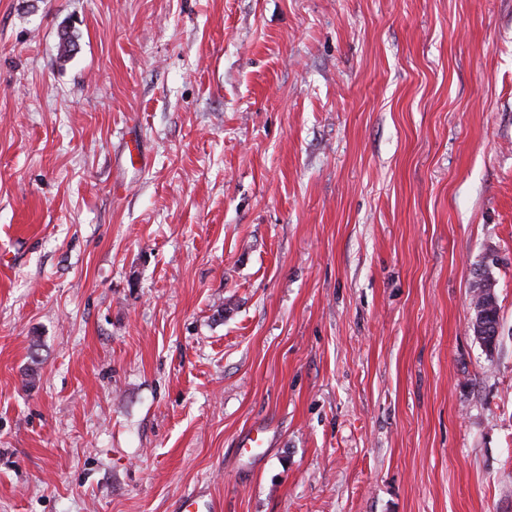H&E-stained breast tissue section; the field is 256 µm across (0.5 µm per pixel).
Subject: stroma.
<instances>
[{
	"mask_svg": "<svg viewBox=\"0 0 512 512\" xmlns=\"http://www.w3.org/2000/svg\"><path fill=\"white\" fill-rule=\"evenodd\" d=\"M192 490L512 512V0H0V512Z\"/></svg>",
	"mask_w": 512,
	"mask_h": 512,
	"instance_id": "1",
	"label": "stroma"
}]
</instances>
